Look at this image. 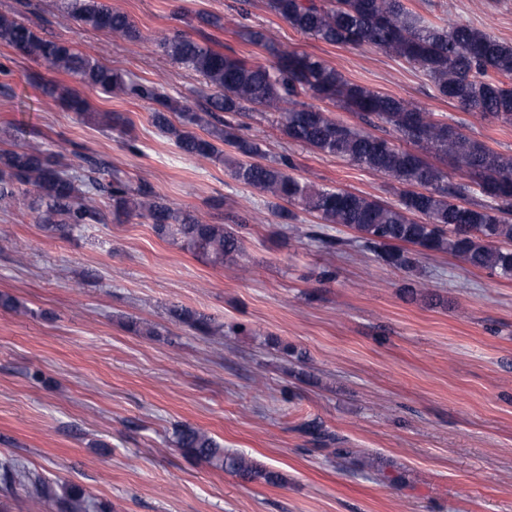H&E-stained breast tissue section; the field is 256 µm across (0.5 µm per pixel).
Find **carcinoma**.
Returning <instances> with one entry per match:
<instances>
[{
    "instance_id": "obj_1",
    "label": "carcinoma",
    "mask_w": 512,
    "mask_h": 512,
    "mask_svg": "<svg viewBox=\"0 0 512 512\" xmlns=\"http://www.w3.org/2000/svg\"><path fill=\"white\" fill-rule=\"evenodd\" d=\"M268 8L292 28L332 45H368L417 65L436 95L484 120L512 125V45L481 29L461 24L442 26L410 9L405 0H267ZM64 16L103 30L116 39L137 43L139 30L130 17L105 0H63ZM245 42L266 49L271 64L250 62L174 34L157 44L175 63L201 75L214 93L196 112L188 100L173 99L152 84L137 82L105 67L72 44L46 39L15 15L0 13V45L44 64L53 74L116 95L150 101L154 125L187 156L224 163V147L239 158L228 166L236 181L276 199L273 213L297 220V212L322 224H337L356 233L359 246L385 265L411 272L409 251L448 254L471 268L512 277V154L500 153L462 129L437 119L413 103L370 90L343 77L334 67L307 53L278 49L260 30L242 34ZM45 96L64 102L82 119H98L110 129L123 128L120 112H95L73 88L43 81ZM311 97L340 104L372 128L365 131L310 105ZM270 112L289 140L317 152L344 157L384 174L401 189L396 204L342 189L316 188L296 178L287 156L262 162L259 143L239 134L224 115ZM198 127L199 135L192 130ZM381 130L410 144L407 150ZM449 161L468 178L452 182L448 172L428 160ZM69 173L61 155L40 144L0 151V202L32 208L43 230L71 238L87 224L106 220L103 199L112 200L115 220L151 221L156 235L213 267L242 254L243 225L209 224L190 210L175 208L150 185H132L117 165L91 155H77ZM173 317L206 336L220 332L212 318L175 307ZM303 431L334 455L336 436L316 421ZM175 445L184 455L247 481L280 485L283 475L256 459L229 453L207 431L189 425L177 430ZM0 491L23 496L34 506L56 502L60 512H106L82 486L51 482L24 463L0 461Z\"/></svg>"
}]
</instances>
